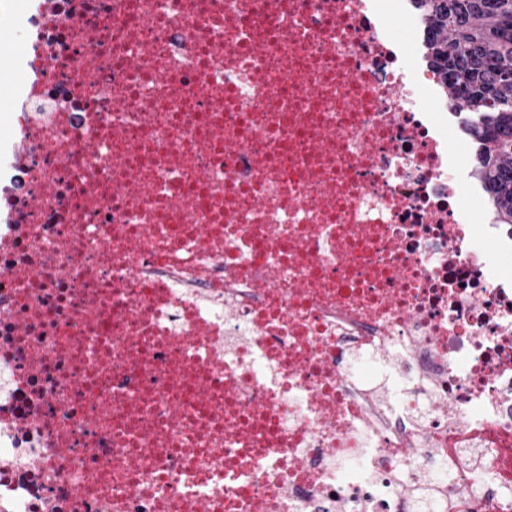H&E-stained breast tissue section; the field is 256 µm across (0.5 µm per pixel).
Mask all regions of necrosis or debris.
Instances as JSON below:
<instances>
[{
    "label": "necrosis or debris",
    "instance_id": "4bbe7bcc",
    "mask_svg": "<svg viewBox=\"0 0 512 512\" xmlns=\"http://www.w3.org/2000/svg\"><path fill=\"white\" fill-rule=\"evenodd\" d=\"M381 0H28L0 512H512V226Z\"/></svg>",
    "mask_w": 512,
    "mask_h": 512
}]
</instances>
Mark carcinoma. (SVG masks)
I'll use <instances>...</instances> for the list:
<instances>
[{
    "label": "carcinoma",
    "instance_id": "1",
    "mask_svg": "<svg viewBox=\"0 0 512 512\" xmlns=\"http://www.w3.org/2000/svg\"><path fill=\"white\" fill-rule=\"evenodd\" d=\"M424 50L476 144L475 175L491 220L512 225V0H411Z\"/></svg>",
    "mask_w": 512,
    "mask_h": 512
}]
</instances>
